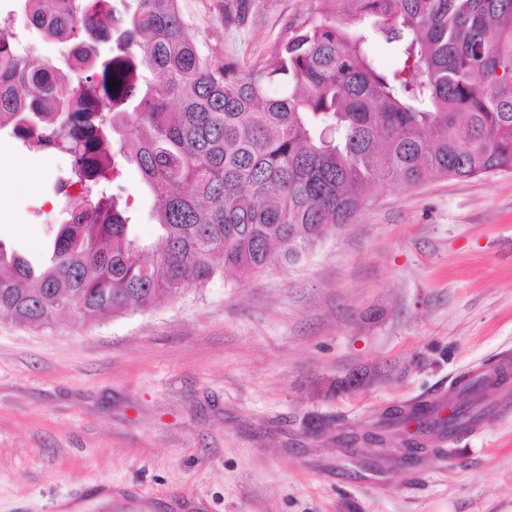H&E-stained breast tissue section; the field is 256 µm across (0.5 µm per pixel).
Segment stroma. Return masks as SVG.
<instances>
[{
  "label": "stroma",
  "instance_id": "obj_1",
  "mask_svg": "<svg viewBox=\"0 0 512 512\" xmlns=\"http://www.w3.org/2000/svg\"><path fill=\"white\" fill-rule=\"evenodd\" d=\"M186 35L249 68L318 0H179ZM19 47L59 57L13 0ZM70 158L0 131V241L43 259ZM35 193H7L17 175ZM134 234H156L140 172L119 179ZM512 351V174L372 187L303 260L188 285L145 312L0 323V512H512V415L432 439L418 463L343 442L432 402Z\"/></svg>",
  "mask_w": 512,
  "mask_h": 512
}]
</instances>
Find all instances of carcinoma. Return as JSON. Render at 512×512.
I'll use <instances>...</instances> for the list:
<instances>
[{
	"label": "carcinoma",
	"instance_id": "cac0c4a2",
	"mask_svg": "<svg viewBox=\"0 0 512 512\" xmlns=\"http://www.w3.org/2000/svg\"><path fill=\"white\" fill-rule=\"evenodd\" d=\"M18 2L77 54L37 60L0 35V130L71 157L48 261L0 242V316L14 325L123 316L295 261L351 223L371 186L512 173V0H321L247 70L185 36L179 0ZM249 10L228 0L224 21ZM380 39L389 70L371 52ZM123 162L154 198L151 240L111 192ZM486 397L484 379L463 380L440 430Z\"/></svg>",
	"mask_w": 512,
	"mask_h": 512
}]
</instances>
